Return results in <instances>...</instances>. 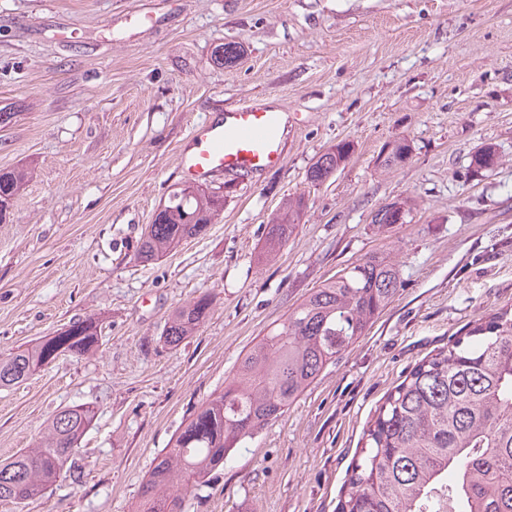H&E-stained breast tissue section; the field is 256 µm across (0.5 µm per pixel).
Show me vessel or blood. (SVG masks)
Wrapping results in <instances>:
<instances>
[{
	"label": "vessel or blood",
	"instance_id": "obj_1",
	"mask_svg": "<svg viewBox=\"0 0 512 512\" xmlns=\"http://www.w3.org/2000/svg\"><path fill=\"white\" fill-rule=\"evenodd\" d=\"M285 136L282 109L248 104L195 126L178 167L185 180L197 183L227 175L261 177L281 166Z\"/></svg>",
	"mask_w": 512,
	"mask_h": 512
}]
</instances>
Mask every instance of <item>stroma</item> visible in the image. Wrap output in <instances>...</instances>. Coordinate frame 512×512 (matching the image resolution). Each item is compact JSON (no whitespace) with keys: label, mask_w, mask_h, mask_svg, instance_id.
<instances>
[{"label":"stroma","mask_w":512,"mask_h":512,"mask_svg":"<svg viewBox=\"0 0 512 512\" xmlns=\"http://www.w3.org/2000/svg\"><path fill=\"white\" fill-rule=\"evenodd\" d=\"M231 42L232 67L215 58ZM286 109L285 159L237 178L206 235L152 262L138 242L173 185L177 153L205 118ZM0 169L31 178L0 224V358L103 318L95 355H62L0 387V460L35 447L55 412L95 421L64 480L0 512H135L143 480L242 355L326 278L387 256L403 288L365 336L288 411L247 440L188 512H336L376 406L406 369L512 307V0H0ZM403 137L405 163L377 156ZM355 152L320 186L308 168ZM494 146L480 174L471 154ZM304 210L266 253L272 215ZM407 201L409 222L372 224ZM209 295L201 329L161 335ZM350 141H340L330 147L314 162L306 173V181L312 186L321 185L332 177L353 152ZM210 305L209 298L202 295L178 307L165 325L161 336L164 343L175 347L192 336L206 320Z\"/></svg>","instance_id":"obj_1"}]
</instances>
